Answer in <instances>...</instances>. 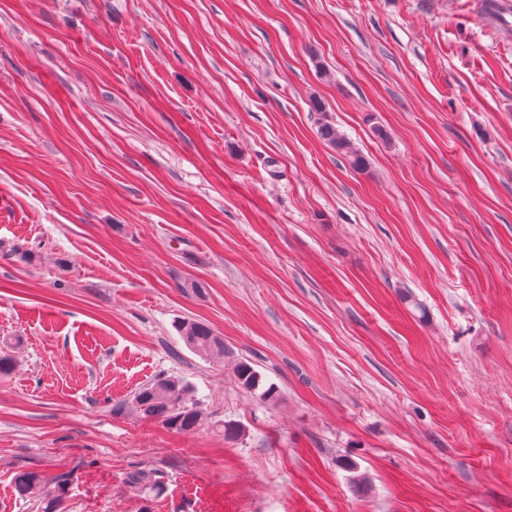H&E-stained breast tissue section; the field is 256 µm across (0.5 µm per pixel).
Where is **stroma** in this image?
Segmentation results:
<instances>
[{"mask_svg": "<svg viewBox=\"0 0 512 512\" xmlns=\"http://www.w3.org/2000/svg\"><path fill=\"white\" fill-rule=\"evenodd\" d=\"M481 2L0 0V512L61 479L62 512H512V32ZM159 375L206 426L140 418ZM318 135L337 153L345 156L353 169L362 170L365 167V157L333 124L328 121L323 122L318 128ZM178 330L188 347L205 357L224 356V341L206 324L195 320L182 321ZM238 384L247 392L256 395L262 401H274L278 391L273 383L267 384L263 375L249 362L239 361L234 371ZM156 476L155 470L138 469L127 475V483L144 494L157 495L163 490L164 485ZM44 482V477L35 471H20L14 478L15 489L22 497L37 493Z\"/></svg>", "mask_w": 512, "mask_h": 512, "instance_id": "1", "label": "stroma"}]
</instances>
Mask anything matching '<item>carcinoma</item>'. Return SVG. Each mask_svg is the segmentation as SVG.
<instances>
[{"label":"carcinoma","mask_w":512,"mask_h":512,"mask_svg":"<svg viewBox=\"0 0 512 512\" xmlns=\"http://www.w3.org/2000/svg\"><path fill=\"white\" fill-rule=\"evenodd\" d=\"M320 139L337 153L345 156L355 170L365 167V157L355 145L333 124L326 121L318 128ZM178 330L188 347L205 357L224 355V340L206 324L185 320ZM238 384L262 401L278 397L274 384L267 383L263 375L250 363L240 361L234 371ZM133 407L142 417L184 434H192L203 425L200 400L195 398L192 386L179 378L159 376L142 387L133 396ZM44 477L35 471H20L14 478V486L20 496L37 493L44 484ZM127 483L144 494H159L163 483L154 470L138 469L127 475Z\"/></svg>","instance_id":"1"}]
</instances>
